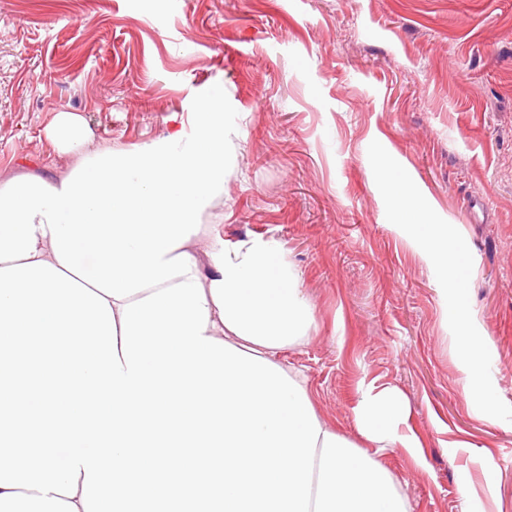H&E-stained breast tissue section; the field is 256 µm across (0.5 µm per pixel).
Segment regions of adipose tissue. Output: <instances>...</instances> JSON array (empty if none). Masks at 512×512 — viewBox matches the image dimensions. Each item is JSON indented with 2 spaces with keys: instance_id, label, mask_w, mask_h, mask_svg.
<instances>
[{
  "instance_id": "ef3b65f1",
  "label": "adipose tissue",
  "mask_w": 512,
  "mask_h": 512,
  "mask_svg": "<svg viewBox=\"0 0 512 512\" xmlns=\"http://www.w3.org/2000/svg\"><path fill=\"white\" fill-rule=\"evenodd\" d=\"M223 99L194 131L0 182V356L34 357L0 378V512H411L379 460L419 446L401 394L362 387L359 445L278 360L315 328L297 270L216 234L199 265ZM411 229L454 280L453 250Z\"/></svg>"
}]
</instances>
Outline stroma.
<instances>
[{"instance_id": "35a3bbf8", "label": "stroma", "mask_w": 512, "mask_h": 512, "mask_svg": "<svg viewBox=\"0 0 512 512\" xmlns=\"http://www.w3.org/2000/svg\"><path fill=\"white\" fill-rule=\"evenodd\" d=\"M216 88L224 196L203 231L296 267L317 329L279 359L320 419L359 441L360 386L395 388L420 448L382 462L412 512H512V0H0V180L69 170L58 113L85 149H135ZM399 188L467 246L456 288L400 219ZM471 329L485 352L455 344ZM465 362L492 405L461 388ZM52 136L59 148L66 152L71 148L81 146L84 141L80 122L67 112L57 115L52 128Z\"/></svg>"}]
</instances>
